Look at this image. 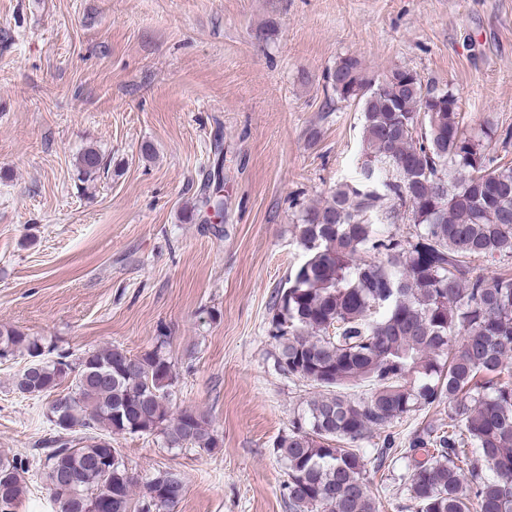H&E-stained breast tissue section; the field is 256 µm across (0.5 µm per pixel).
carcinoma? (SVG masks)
<instances>
[{
  "mask_svg": "<svg viewBox=\"0 0 512 512\" xmlns=\"http://www.w3.org/2000/svg\"><path fill=\"white\" fill-rule=\"evenodd\" d=\"M338 102L364 114L359 178L300 211L305 260L272 299L274 362L317 389L274 453L285 466L288 512H381L366 477L407 461L416 512H512V165L490 168L496 130L463 127L457 96L406 67L382 78L339 58L329 75ZM423 117L418 127L412 121ZM82 175L105 168L96 148ZM224 151L196 196L202 216L224 210L215 184ZM412 222L403 236L381 231ZM481 258L500 263L475 273ZM162 339L134 355L120 346L71 354L0 327V361L26 364L12 380L23 396H50L55 435L37 449L53 512H132L138 479L102 437L158 433L171 449L210 452L219 440L204 414L174 409V364ZM367 388L356 396L347 389ZM448 403V426H421L403 440L390 429ZM383 435L376 456L362 444ZM425 455L424 460L417 454ZM29 458L0 456V512H18ZM138 512H171L183 497L169 471L143 485Z\"/></svg>",
  "mask_w": 512,
  "mask_h": 512,
  "instance_id": "1",
  "label": "carcinoma"
}]
</instances>
